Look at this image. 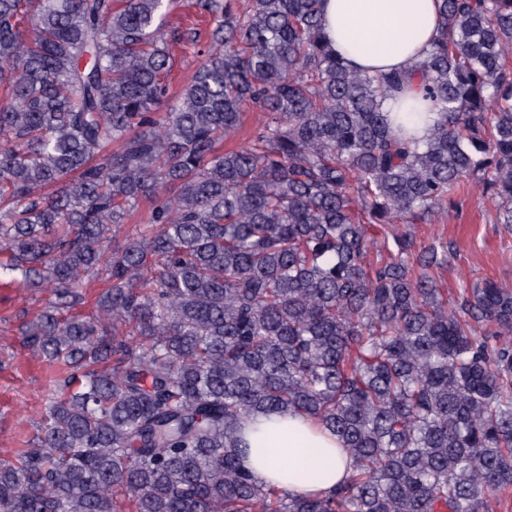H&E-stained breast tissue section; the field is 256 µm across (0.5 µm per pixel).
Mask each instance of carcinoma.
Instances as JSON below:
<instances>
[{
    "label": "carcinoma",
    "mask_w": 512,
    "mask_h": 512,
    "mask_svg": "<svg viewBox=\"0 0 512 512\" xmlns=\"http://www.w3.org/2000/svg\"><path fill=\"white\" fill-rule=\"evenodd\" d=\"M172 0H0V274L54 299L25 331L68 375L0 458V512H485L512 494V289L452 302L377 224L465 183L512 227V0H441L410 77L325 41L321 0H194L209 46L172 98ZM265 114L223 150L243 110ZM148 220L118 242L141 202ZM387 253L371 265V249ZM108 287L69 314L83 278ZM453 308H448V305ZM314 418L353 460L321 498L258 486L242 425Z\"/></svg>",
    "instance_id": "obj_1"
}]
</instances>
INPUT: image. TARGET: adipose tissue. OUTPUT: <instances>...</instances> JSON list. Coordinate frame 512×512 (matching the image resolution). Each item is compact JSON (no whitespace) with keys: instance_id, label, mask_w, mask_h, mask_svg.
<instances>
[{"instance_id":"1","label":"adipose tissue","mask_w":512,"mask_h":512,"mask_svg":"<svg viewBox=\"0 0 512 512\" xmlns=\"http://www.w3.org/2000/svg\"><path fill=\"white\" fill-rule=\"evenodd\" d=\"M330 49L370 73L412 72L437 34V0H322ZM256 448L243 463L266 488L321 497L350 478L352 460L315 419L258 416L246 423Z\"/></svg>"}]
</instances>
